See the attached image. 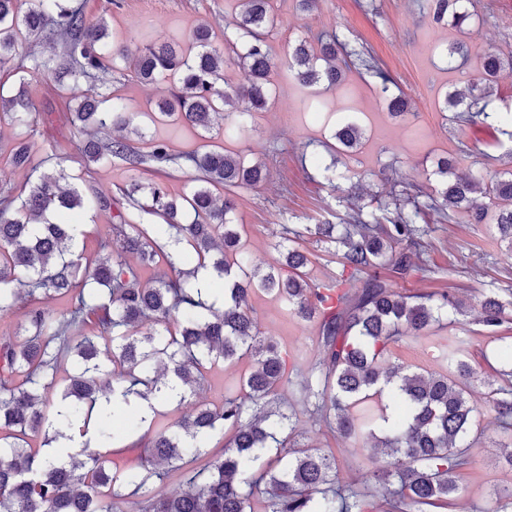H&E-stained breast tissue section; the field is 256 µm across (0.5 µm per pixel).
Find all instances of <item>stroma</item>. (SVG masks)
I'll return each instance as SVG.
<instances>
[{
  "label": "stroma",
  "mask_w": 512,
  "mask_h": 512,
  "mask_svg": "<svg viewBox=\"0 0 512 512\" xmlns=\"http://www.w3.org/2000/svg\"><path fill=\"white\" fill-rule=\"evenodd\" d=\"M271 3L277 19L271 39L276 56H283L289 44L312 39L321 32L350 30L372 47L410 101L414 116L407 121L390 118L385 104L372 91V77L354 73L336 91L312 88L308 97L329 107L328 112H314L306 109V96L299 86L286 78L283 70H273V104L266 111L254 113L247 129L222 130L215 138L216 144L240 153L248 162H263L269 169L261 185L233 192L237 219L244 226L243 237L253 263L264 267L277 263V243L283 228L302 230L306 224L340 223L347 207L349 182L329 183L322 171L301 162L302 155L321 152L322 141L329 139L334 128L335 115L356 116L366 128L367 141L362 149L343 157L342 162L360 177L367 193L389 190V183L380 175L389 164L396 167L398 179L427 190L434 184L432 172L441 156L453 158L460 175L475 169L491 173L512 167L511 149L499 147L493 158H485L484 131L459 130L440 111L439 103L445 91L454 89L457 74L439 62L433 48L455 39L457 33L435 26L423 11L421 0H374L378 8L374 14L361 8L360 0H318L311 10L302 9L297 0ZM476 9L479 19L471 31L476 50L512 53V0H477ZM101 16L106 17L110 30L137 43L159 35L180 41L204 22L211 26L215 47H223L225 36L235 33L233 0H119L115 6L108 0H87L88 22ZM55 87L52 73L30 77L28 90L38 110L51 113L52 118L38 123L28 139L33 151L45 160L52 153L60 157L76 187L91 186L112 194L117 186L136 180L163 183L175 197L188 192V176L182 172L132 171L118 159L86 162L68 120L72 105L57 95ZM169 90L170 82L164 78L148 87L136 82L129 62L112 75L113 94L121 97L126 112L141 114L146 138L165 140L176 153L193 151L205 143L200 132L181 124H154L144 118L145 112L154 109ZM288 110L293 117L285 124L279 115ZM21 137L20 128L0 124V191H20L32 179L30 170L16 168L10 161L11 151ZM44 169L53 171V163L46 160ZM427 243L423 255L426 270L402 276L387 265L381 268V276L403 293L454 295L465 304L466 314L458 321L402 338L392 346L391 360L422 371H442L447 364L448 344L459 336L467 341L469 364L479 375L493 376L506 359L505 348L512 345V330L502 329L498 340L487 336L480 303L492 291L502 300L512 299V254L488 224H434ZM296 246L308 257L301 270L308 282L318 284L340 274L341 254L334 246L308 233L297 239ZM251 305L261 334L273 337L289 354L290 381L280 393L284 400L295 402L296 380L319 357L312 325L287 314L278 301L263 293L253 297ZM249 367V361L243 359L212 370L195 395L165 406L166 421L187 416L201 404H220L222 393L237 388ZM475 399L485 433L469 450L470 463L461 473L459 497L449 512H490L493 490L512 492V465L506 463L498 446L501 434L496 408L484 394H476ZM112 413L120 439L111 447L110 457L120 466L134 465L141 451L129 447L124 434L130 430L144 432L146 426L135 405L114 404ZM297 417L296 440L331 449L342 483L360 487L369 481L373 468L369 449L332 433L306 412H298Z\"/></svg>",
  "instance_id": "1"
}]
</instances>
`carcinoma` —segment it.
Segmentation results:
<instances>
[{
	"label": "carcinoma",
	"mask_w": 512,
	"mask_h": 512,
	"mask_svg": "<svg viewBox=\"0 0 512 512\" xmlns=\"http://www.w3.org/2000/svg\"><path fill=\"white\" fill-rule=\"evenodd\" d=\"M425 8L436 24L459 32L478 17L471 0H425ZM237 9V36L224 37L222 51L211 47L205 23L192 30L185 48L159 39L137 49V81L150 85L166 76L173 83L170 97L157 102L158 111L147 113L151 122L207 133L223 120L242 127L269 106L266 85L277 67L270 36L277 21L270 0H237ZM22 33L61 51L48 58L22 56ZM107 37L104 19L88 23L72 0H0V69L65 74L58 91L77 102L71 125L87 162L119 158L133 171L186 169L192 187L179 200L156 182H133L120 196H109L93 187H63L70 176L60 168L41 175L24 195L0 196V312L40 295L70 305L65 321L33 307L14 333L0 339V512H124L130 485L141 494L139 512H255L253 496L260 490L267 494L263 512H375L380 497L391 512L452 506L468 450L483 435L474 404L478 386L491 387L502 432L512 438V368L502 373L501 386L478 377L460 337L443 372L387 363L390 345L402 333L438 324L448 312H461L462 303L447 293L403 295L375 269L389 263L400 274L423 270L414 259L424 252L431 220L494 224L512 254V169L488 179L481 173L459 176L445 158L433 170L436 184L429 192L404 183L367 204L349 206L340 224L305 227L341 252L342 273L327 283L312 285L298 273L307 257L288 246L301 236L293 229L285 230L279 244L280 266L252 269L229 193L261 183L265 164H248L223 148L176 154L160 139L145 153L123 135L101 142L97 133L109 124L142 136L119 98L109 94L108 74L125 53L110 51ZM318 42L317 48L305 40L288 46L282 65L297 85L335 86L345 70L364 71L378 78L376 94L391 116L409 114L405 97L391 91L390 74L359 39L336 32ZM470 53L462 40L442 51L446 67L464 85L445 94L442 110H456L462 131L490 130L499 147L512 141V113L494 106L492 94L503 74L512 75V55L486 49L473 74L463 69ZM233 63L242 66L247 83L224 80ZM108 101L112 111H101ZM34 111L26 88L6 94L0 85L1 120L30 131L37 124ZM362 135L348 116L324 148L353 153ZM47 162L35 159L27 141L14 148L16 167L35 171ZM221 189L226 196L219 205L215 192ZM481 198L492 199L493 206ZM85 206L111 221L112 239L100 241L93 252L79 246L82 232L65 219ZM185 211L194 214L188 224L181 223ZM146 215L162 223L146 224ZM146 267L155 268L150 282L142 280ZM202 268L224 283V305L185 288ZM352 281L360 286L346 287ZM258 293L274 296L290 314L314 324L320 358L299 381L302 407L331 431L370 444L371 484L341 483L333 455L292 442L294 414L282 407L278 393L288 381V352L258 330L251 306ZM482 315L492 332L512 322L495 292L482 302ZM89 323L87 334L83 328ZM244 357L252 365L237 393L180 420L163 421L161 406L184 401L213 366ZM69 360L74 372L60 385L58 368ZM386 391L402 412L379 438L385 407L376 397ZM112 399L143 400L151 410L141 417L147 431L132 442L148 449L134 471L88 448L91 414ZM58 402L67 413L54 412ZM226 430L234 432L232 441L195 468ZM39 432L57 446L45 452L31 447L29 434ZM170 467L183 470V487L165 484Z\"/></svg>",
	"instance_id": "cac0c4a2"
}]
</instances>
